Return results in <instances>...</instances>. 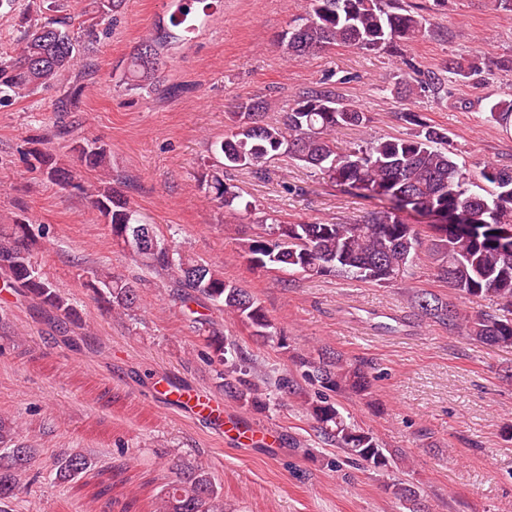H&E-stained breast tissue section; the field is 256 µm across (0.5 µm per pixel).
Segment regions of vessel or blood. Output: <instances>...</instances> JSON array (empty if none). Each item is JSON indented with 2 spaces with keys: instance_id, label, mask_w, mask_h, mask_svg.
<instances>
[{
  "instance_id": "b4317fda",
  "label": "vessel or blood",
  "mask_w": 512,
  "mask_h": 512,
  "mask_svg": "<svg viewBox=\"0 0 512 512\" xmlns=\"http://www.w3.org/2000/svg\"><path fill=\"white\" fill-rule=\"evenodd\" d=\"M149 394L151 402L165 403L205 420L230 439H246L270 445L276 444L279 439L274 429L248 423L225 413L222 401L201 390L178 386L169 377H155Z\"/></svg>"
}]
</instances>
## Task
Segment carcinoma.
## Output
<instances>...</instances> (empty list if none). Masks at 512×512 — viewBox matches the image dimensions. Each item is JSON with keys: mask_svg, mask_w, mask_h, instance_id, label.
<instances>
[{"mask_svg": "<svg viewBox=\"0 0 512 512\" xmlns=\"http://www.w3.org/2000/svg\"><path fill=\"white\" fill-rule=\"evenodd\" d=\"M169 16L172 28L189 30V16L211 0H178ZM126 0H88L80 25L94 28L111 24ZM75 18L62 13L59 0H40L38 8L23 14L20 35L11 52H0V102L22 98L72 81L58 98L55 111L70 112L84 89L82 80L96 72L92 48L74 34ZM427 16L396 6L395 0H307L281 36L288 55L306 58L330 46L398 52L401 45L425 37ZM170 31L149 35L137 46L124 72L134 89H157L161 49ZM477 57L452 58L445 71L469 78L478 72ZM268 103L249 99L230 113L231 130L215 142L219 158L202 172L205 195L232 213L249 212L237 187L224 172L249 168L263 172L268 161L286 156L327 177L332 186L375 202L352 223L288 224L277 218L258 225L244 244L253 266L288 271L293 275L336 274L355 281L390 286L414 276L424 242H429L433 276L455 294L451 301L426 289L411 294L418 316L460 333L487 347L512 348V165L488 163L479 172L482 192L470 189L471 175L445 147L447 136L427 125L416 112L402 118L418 127L410 137L384 136L341 150L336 130L360 127L366 113L347 103L330 87L300 93L279 125L265 121ZM489 118L502 127L512 124V98L490 105ZM28 151V167L62 188H83L82 174L99 172L111 177V153L96 141L78 140L65 151L35 139ZM91 208L107 225L112 240L123 245L143 267L165 272L171 297L199 324L213 362L223 366L224 395L231 400L262 405L259 385L249 379L253 367L242 358L238 345L224 337L209 311L216 309L237 318L250 336L290 353L287 333L278 327L264 306L247 289L224 278V273L175 252L151 226L154 246L137 245L134 227L142 215L107 183L87 193ZM435 218L433 224H414L412 214ZM45 231L25 216L22 208L0 225V281L3 286L36 302L48 323L65 328L80 321L71 299L41 272L34 261ZM87 287L110 313L127 315L139 305L137 282L116 276L109 268L88 271ZM492 295L498 306L474 317L457 301ZM197 308H192V305ZM301 379L317 390L310 396L295 379L279 375L276 386L284 393L304 396L302 407L317 431L354 463L385 478V490L407 512H429L419 489L399 476L403 453L393 452L374 434L344 415L336 394L363 396L370 387L365 366L340 354L321 350L317 355L296 354ZM39 449L21 442L12 424L0 418V512L25 487L22 477L31 470ZM96 464L90 456L66 450L53 458L57 483L84 478ZM172 481L158 493L156 512H224V495L201 465L170 460Z\"/></svg>", "mask_w": 512, "mask_h": 512, "instance_id": "cac0c4a2", "label": "carcinoma"}]
</instances>
